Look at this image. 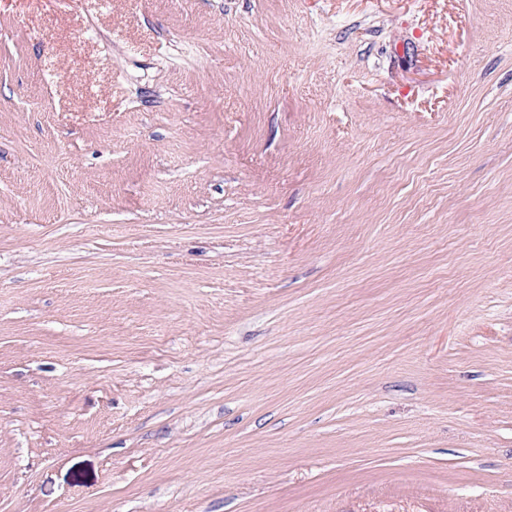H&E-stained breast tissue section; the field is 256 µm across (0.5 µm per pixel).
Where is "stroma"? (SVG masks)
<instances>
[{
  "mask_svg": "<svg viewBox=\"0 0 512 512\" xmlns=\"http://www.w3.org/2000/svg\"><path fill=\"white\" fill-rule=\"evenodd\" d=\"M0 512H512V0H0Z\"/></svg>",
  "mask_w": 512,
  "mask_h": 512,
  "instance_id": "35a3bbf8",
  "label": "stroma"
}]
</instances>
